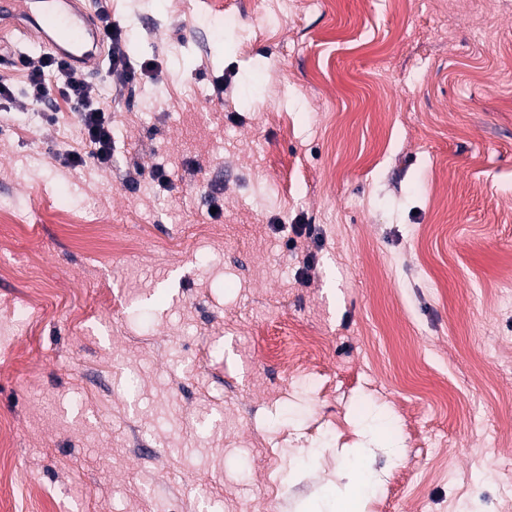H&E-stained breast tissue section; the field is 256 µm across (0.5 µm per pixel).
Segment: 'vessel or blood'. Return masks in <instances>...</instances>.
I'll return each mask as SVG.
<instances>
[{"label": "vessel or blood", "instance_id": "1", "mask_svg": "<svg viewBox=\"0 0 512 512\" xmlns=\"http://www.w3.org/2000/svg\"><path fill=\"white\" fill-rule=\"evenodd\" d=\"M0 26L35 34L49 53L83 74L101 70L102 32L82 0H0Z\"/></svg>", "mask_w": 512, "mask_h": 512}]
</instances>
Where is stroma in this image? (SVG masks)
Listing matches in <instances>:
<instances>
[{
  "instance_id": "35a3bbf8",
  "label": "stroma",
  "mask_w": 512,
  "mask_h": 512,
  "mask_svg": "<svg viewBox=\"0 0 512 512\" xmlns=\"http://www.w3.org/2000/svg\"><path fill=\"white\" fill-rule=\"evenodd\" d=\"M221 4L111 0L104 166L0 55V512H512V0Z\"/></svg>"
}]
</instances>
